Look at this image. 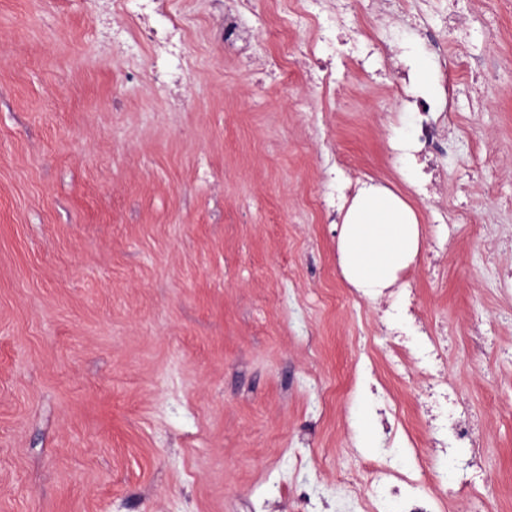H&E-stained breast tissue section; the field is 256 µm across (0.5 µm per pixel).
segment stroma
I'll return each mask as SVG.
<instances>
[{
	"label": "stroma",
	"mask_w": 512,
	"mask_h": 512,
	"mask_svg": "<svg viewBox=\"0 0 512 512\" xmlns=\"http://www.w3.org/2000/svg\"><path fill=\"white\" fill-rule=\"evenodd\" d=\"M448 49L512 57V5L481 27L482 0ZM188 71L169 93L119 0H0V512H336L304 494L358 468L370 414L354 344L380 301L349 291L339 222L372 181L416 211L464 209L434 279L410 271L420 310L445 324L449 362L486 422L488 474L512 512V67L453 143L426 196L391 156L401 111L384 57L352 61L322 104L304 62L305 14L251 17L228 58L210 0H166ZM501 158L484 167L486 152ZM478 325L495 344L473 349Z\"/></svg>",
	"instance_id": "1"
}]
</instances>
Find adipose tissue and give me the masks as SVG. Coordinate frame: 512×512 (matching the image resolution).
<instances>
[{
  "label": "adipose tissue",
  "mask_w": 512,
  "mask_h": 512,
  "mask_svg": "<svg viewBox=\"0 0 512 512\" xmlns=\"http://www.w3.org/2000/svg\"><path fill=\"white\" fill-rule=\"evenodd\" d=\"M419 237L417 217L401 198L385 189H359L337 241L345 279L363 295L378 296L413 261Z\"/></svg>",
  "instance_id": "ef3b65f1"
}]
</instances>
